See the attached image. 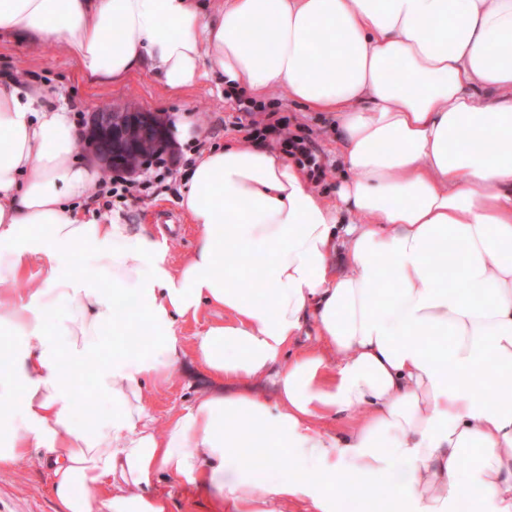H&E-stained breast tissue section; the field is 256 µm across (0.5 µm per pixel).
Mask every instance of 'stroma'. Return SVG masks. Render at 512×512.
<instances>
[{"instance_id":"obj_1","label":"stroma","mask_w":512,"mask_h":512,"mask_svg":"<svg viewBox=\"0 0 512 512\" xmlns=\"http://www.w3.org/2000/svg\"><path fill=\"white\" fill-rule=\"evenodd\" d=\"M19 77L45 85L52 100L68 105L75 122H82L88 112L115 106H136L165 116L169 124L190 121L195 134L181 142L184 154L228 145H245L244 132L234 122L239 104H250L251 95L230 99L226 85L213 79L201 80L180 93L167 91L153 73L142 70L122 83L89 84L78 72L73 60L51 45H29L8 36H0V79ZM264 102L281 115L304 124L316 142L325 163L324 181L314 189L326 199L336 197V185L342 172L336 153L339 130L332 112H313L293 101L287 88L279 87L263 97ZM182 173L154 184L149 195L89 197L80 207L83 220L108 222L118 213L130 224H147L168 241L166 262L178 266L195 248L200 229L188 222L179 209L177 190ZM216 383L196 365L192 356H183L171 382L148 385L149 413L158 430H166L174 417L188 406L201 391L215 388ZM150 494L167 499L169 512H213L218 498L214 487L187 480L174 481L159 475L149 488ZM0 512H57L48 483V466L32 455L10 469L0 470Z\"/></svg>"}]
</instances>
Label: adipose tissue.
Segmentation results:
<instances>
[{
    "label": "adipose tissue",
    "mask_w": 512,
    "mask_h": 512,
    "mask_svg": "<svg viewBox=\"0 0 512 512\" xmlns=\"http://www.w3.org/2000/svg\"><path fill=\"white\" fill-rule=\"evenodd\" d=\"M1 32L63 48L93 82L287 87L336 113L345 175L331 203L269 149L201 151L178 200L201 233L173 269L149 228L74 212L101 171L69 106L0 80V469L39 453L58 512H169L147 492L161 474L233 512H336V486L399 512H512V0H0ZM76 252L89 271L64 276ZM35 262L47 277L12 307ZM207 307L223 320L184 341ZM135 319L151 339L132 351ZM187 353L218 386L158 432L145 389ZM87 364L79 421L69 376ZM251 448L299 476H256Z\"/></svg>",
    "instance_id": "obj_1"
}]
</instances>
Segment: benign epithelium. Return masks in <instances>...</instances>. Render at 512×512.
Returning <instances> with one entry per match:
<instances>
[{"label":"benign epithelium","mask_w":512,"mask_h":512,"mask_svg":"<svg viewBox=\"0 0 512 512\" xmlns=\"http://www.w3.org/2000/svg\"><path fill=\"white\" fill-rule=\"evenodd\" d=\"M79 143L102 169L136 175L148 158L168 151L167 121L127 107L97 109L85 116Z\"/></svg>","instance_id":"7a95c632"}]
</instances>
